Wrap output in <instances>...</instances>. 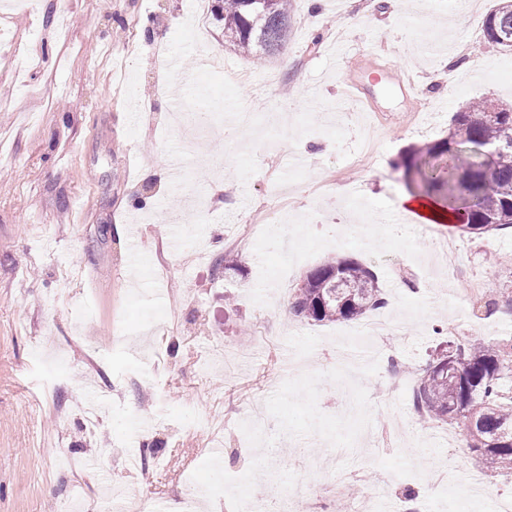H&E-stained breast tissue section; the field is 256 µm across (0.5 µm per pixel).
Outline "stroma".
<instances>
[{
  "label": "stroma",
  "mask_w": 512,
  "mask_h": 512,
  "mask_svg": "<svg viewBox=\"0 0 512 512\" xmlns=\"http://www.w3.org/2000/svg\"><path fill=\"white\" fill-rule=\"evenodd\" d=\"M494 5L291 0L288 45L259 65L220 24L199 35L192 0H0V512H181L190 474L211 490L196 512H336L370 485L401 512L512 499V474L449 447L465 428L411 399L439 349L512 337V230L386 220L407 191L401 152L474 100L512 105V52L484 36ZM376 68L410 72L409 96L372 83ZM240 70L252 84L230 80ZM352 77L372 102L337 111ZM241 109L262 117L227 135ZM274 179L298 186L287 223L228 245L273 205ZM448 236L465 276L436 263ZM228 254L232 277L215 266ZM329 256L379 277L394 327L371 350L365 319L284 314ZM475 280L485 298L468 296Z\"/></svg>",
  "instance_id": "obj_1"
}]
</instances>
